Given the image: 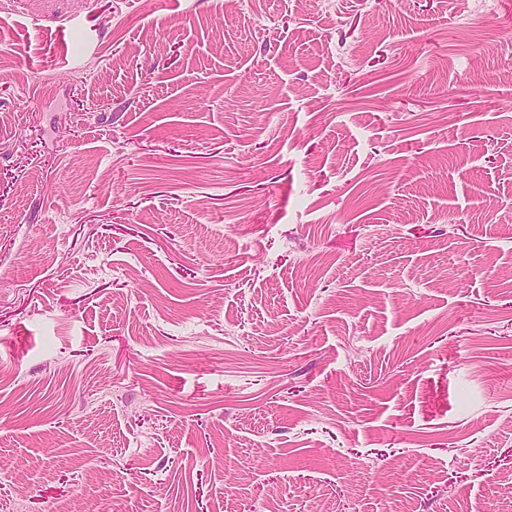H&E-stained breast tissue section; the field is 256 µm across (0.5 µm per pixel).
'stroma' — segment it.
<instances>
[{
  "label": "stroma",
  "instance_id": "stroma-1",
  "mask_svg": "<svg viewBox=\"0 0 512 512\" xmlns=\"http://www.w3.org/2000/svg\"><path fill=\"white\" fill-rule=\"evenodd\" d=\"M13 0L0 512H512V0Z\"/></svg>",
  "mask_w": 512,
  "mask_h": 512
}]
</instances>
